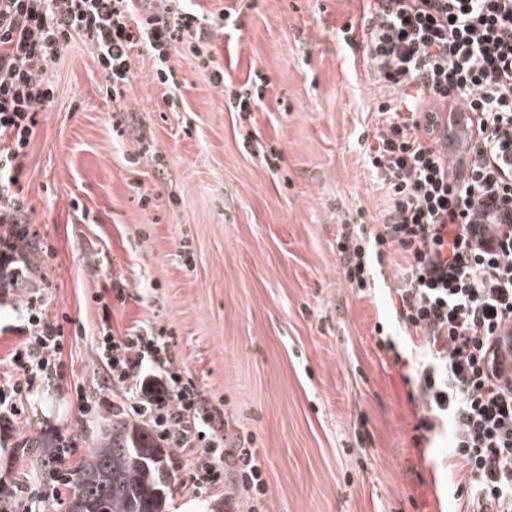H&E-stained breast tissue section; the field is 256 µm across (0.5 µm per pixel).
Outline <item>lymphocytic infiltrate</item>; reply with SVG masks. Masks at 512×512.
Here are the masks:
<instances>
[{
    "label": "lymphocytic infiltrate",
    "mask_w": 512,
    "mask_h": 512,
    "mask_svg": "<svg viewBox=\"0 0 512 512\" xmlns=\"http://www.w3.org/2000/svg\"><path fill=\"white\" fill-rule=\"evenodd\" d=\"M140 11L134 0H0V227L25 228L18 186L40 111L55 94L52 72L75 41L96 53L105 94L120 103L133 77L131 51L154 60L155 78L176 90L174 50L224 88L212 35L216 16L185 0ZM363 57L390 92L377 106L381 125L367 156L389 205L375 245L399 251L391 293L402 336H417V428L449 427L454 459L465 470L456 512H512V391L498 382L494 338L512 322V227L474 243L466 230L492 204L512 214V165L500 157L512 134V0H371L362 20ZM472 112L477 135L450 167L441 153L442 115ZM363 230L341 243L347 279L368 285L374 267ZM27 339L14 355L18 378L0 390V417L21 414L40 382L63 372L64 326L30 311ZM97 352L129 410L163 442L187 452L193 491L244 493L261 512L266 493L253 448L226 444L224 412L174 365L170 342L148 330H103Z\"/></svg>",
    "instance_id": "1"
}]
</instances>
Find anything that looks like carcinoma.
Masks as SVG:
<instances>
[{"label":"carcinoma","instance_id":"obj_1","mask_svg":"<svg viewBox=\"0 0 512 512\" xmlns=\"http://www.w3.org/2000/svg\"><path fill=\"white\" fill-rule=\"evenodd\" d=\"M170 467L151 430L112 416L72 477L68 512H166Z\"/></svg>","mask_w":512,"mask_h":512}]
</instances>
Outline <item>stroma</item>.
<instances>
[{
	"mask_svg": "<svg viewBox=\"0 0 512 512\" xmlns=\"http://www.w3.org/2000/svg\"><path fill=\"white\" fill-rule=\"evenodd\" d=\"M195 4L239 12L230 33L215 35L213 56L234 86L267 79L252 119L229 111L177 54L171 94L146 50H133L119 106L105 99L88 46L75 43L55 67V98L23 160L29 270L0 288V387L17 378L12 357L31 303L69 318L65 374L41 383L18 420H0V512H11L14 483L37 486L30 512H66L69 488L52 487L57 433L71 430L89 449L125 411L96 352L106 322L117 335L145 327L171 337L176 366L223 408L229 443L256 448L263 512H453L450 441L418 442L414 358L395 335L387 290L402 258L385 254L363 295L339 252L346 227L380 232L387 206L366 161L383 87L337 34L360 24L362 0ZM47 244L55 255H44ZM114 280L128 296L107 318L91 296ZM77 381L100 403L98 417L72 400ZM22 440L28 453L13 457ZM168 455L177 462L169 512L223 501L220 489L193 492L189 458Z\"/></svg>",
	"mask_w": 512,
	"mask_h": 512,
	"instance_id": "35a3bbf8",
	"label": "stroma"
}]
</instances>
